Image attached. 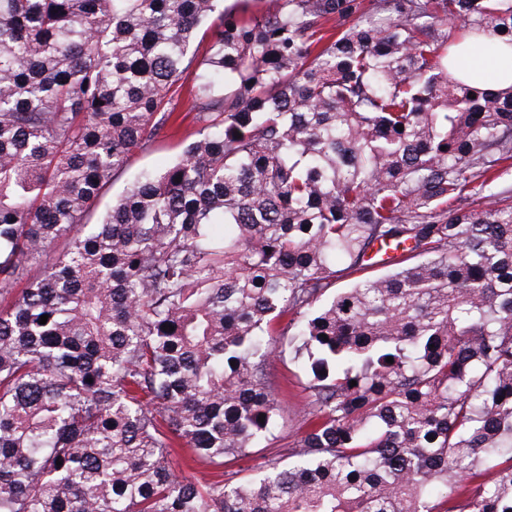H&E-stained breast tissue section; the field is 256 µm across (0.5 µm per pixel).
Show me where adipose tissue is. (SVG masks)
<instances>
[{"label":"adipose tissue","mask_w":512,"mask_h":512,"mask_svg":"<svg viewBox=\"0 0 512 512\" xmlns=\"http://www.w3.org/2000/svg\"><path fill=\"white\" fill-rule=\"evenodd\" d=\"M483 37L468 39L465 52L456 54L453 60L454 76L468 79L487 89H500L512 85V44L497 43L493 52H477Z\"/></svg>","instance_id":"1"}]
</instances>
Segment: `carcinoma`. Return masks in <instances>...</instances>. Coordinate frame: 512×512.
<instances>
[{"label":"carcinoma","mask_w":512,"mask_h":512,"mask_svg":"<svg viewBox=\"0 0 512 512\" xmlns=\"http://www.w3.org/2000/svg\"><path fill=\"white\" fill-rule=\"evenodd\" d=\"M276 2L0 0V512H512V87L448 70L512 0ZM173 103L177 104L176 115L181 121L184 117V121L180 128V133L174 138H166L163 141H159L142 152L134 155L130 162V168L128 173L119 181L112 184V186L106 191L101 201L93 211L90 223H97L101 220L106 210L112 205V202L116 200L127 187L130 186L135 174L142 168H160L175 160L179 155L182 146L181 140L188 137V140L194 137H190L191 134L196 130V126L193 124V114L187 115L185 112L186 105L184 103V95L180 92L179 95H175ZM187 115V116H186ZM303 380L298 364L288 358V353L267 365V381L285 417L284 425L275 433L273 439L261 445H268L266 448H254L252 455L237 461L236 469L244 468L249 470L246 473H251L250 469L258 467L266 455L278 450L284 455V459L288 457V448L293 444L295 434L302 426L306 399V393L302 392L301 388Z\"/></svg>","instance_id":"cac0c4a2"}]
</instances>
